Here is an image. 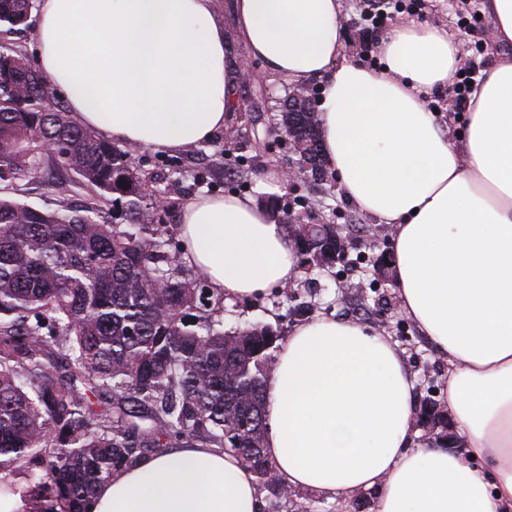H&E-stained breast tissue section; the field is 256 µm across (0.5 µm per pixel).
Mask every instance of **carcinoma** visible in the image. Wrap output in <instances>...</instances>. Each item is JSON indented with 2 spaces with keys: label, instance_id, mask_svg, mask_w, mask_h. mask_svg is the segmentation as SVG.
<instances>
[{
  "label": "carcinoma",
  "instance_id": "1",
  "mask_svg": "<svg viewBox=\"0 0 512 512\" xmlns=\"http://www.w3.org/2000/svg\"><path fill=\"white\" fill-rule=\"evenodd\" d=\"M33 0H0V23H27ZM309 104L283 113L303 158L318 145ZM51 158L128 223L97 219L95 203L52 210L0 197V472L39 475L55 503L44 512H87L98 485L146 454L202 444L230 448L259 482L268 366L280 332L262 322L234 331L208 311L210 290L185 272L181 249L152 223L127 153L74 125L46 79L0 44V167L16 174ZM334 224H307L302 266L336 246ZM428 399L422 417L448 420Z\"/></svg>",
  "mask_w": 512,
  "mask_h": 512
}]
</instances>
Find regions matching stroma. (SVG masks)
Listing matches in <instances>:
<instances>
[{"instance_id": "obj_1", "label": "stroma", "mask_w": 512, "mask_h": 512, "mask_svg": "<svg viewBox=\"0 0 512 512\" xmlns=\"http://www.w3.org/2000/svg\"><path fill=\"white\" fill-rule=\"evenodd\" d=\"M416 10H404V17L422 23L445 26L448 35L459 46L460 65L468 67L479 60L490 64L495 55H512L510 45H486L483 53L474 46L493 25L486 13L483 0H418ZM341 39L345 47L361 44L354 57L364 64H379L378 31H361L353 19L355 0H341ZM289 84L286 80L265 74L261 62L252 60L237 70L235 85L239 109L231 112L229 126L238 129L235 156L244 160L242 167L224 166L227 146L224 133H216L210 140L197 146L174 152L138 148L130 155V163L144 183L148 193L163 191L165 207L156 216V223L177 232L183 206L201 195L222 196L238 194L254 198L259 204L277 201L273 215L278 223H286V211L295 201H303L307 221L322 224L335 220L336 224L375 225L371 215L350 203L340 190L332 172H325L323 181L314 180L311 172L299 174L290 189L271 194L261 181L265 175L287 170L298 157L289 150L283 139L268 135L270 123H277L286 110ZM0 196L11 197L38 209L53 208L56 200L67 197L81 205L91 199L90 188L77 181L64 168L53 165L39 174L17 179L11 174L0 175ZM377 225V224H376ZM380 227V226H379ZM350 257L357 264L350 272L352 281L362 284L359 293L344 294L338 290V276L334 270H313L303 273L293 287L278 289L264 299L232 300L220 304L219 316L225 329H235L249 323L263 322L289 331L297 323L292 297L312 306L318 316L339 320L352 319L369 327L386 324V334L402 351L414 382L417 404L426 399L443 400V384L448 375V363L439 356L430 342L421 336L413 323L405 317L393 281H382L374 261L381 255H391L394 248L393 230L380 227L378 237L350 234L346 239ZM266 503L264 512H374L375 494L360 493L348 502H331L318 493L293 491L283 496L275 488L262 487Z\"/></svg>"}]
</instances>
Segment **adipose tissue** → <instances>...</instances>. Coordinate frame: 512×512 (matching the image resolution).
I'll return each instance as SVG.
<instances>
[{"instance_id": "obj_1", "label": "adipose tissue", "mask_w": 512, "mask_h": 512, "mask_svg": "<svg viewBox=\"0 0 512 512\" xmlns=\"http://www.w3.org/2000/svg\"><path fill=\"white\" fill-rule=\"evenodd\" d=\"M242 59L292 85L321 81L322 159L346 197L393 229L401 309L448 362L464 453L414 447L410 371L385 334L317 316L280 345L265 451L281 484L376 512H512V57L486 68L459 140L428 102L459 66L446 29L403 19L381 68L346 58L340 0H234ZM39 71L72 116L112 140L179 151L237 106L213 0H37ZM185 260L226 300L297 283L294 238L253 198L200 196L180 215ZM88 512H262L232 450L137 460Z\"/></svg>"}]
</instances>
